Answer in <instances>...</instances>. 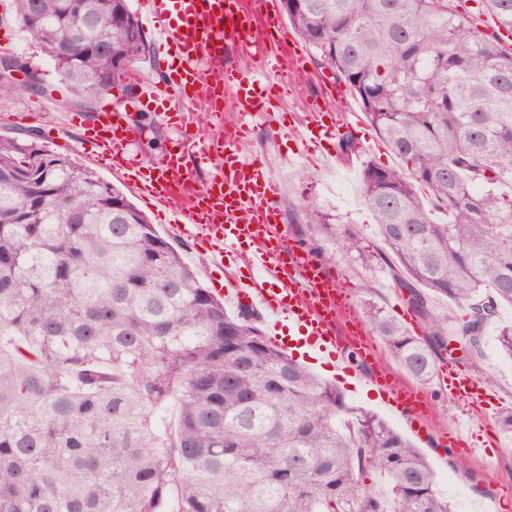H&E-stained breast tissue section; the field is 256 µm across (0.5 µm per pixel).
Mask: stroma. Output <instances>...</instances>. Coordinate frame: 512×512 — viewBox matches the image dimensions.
Listing matches in <instances>:
<instances>
[{
	"label": "stroma",
	"instance_id": "35a3bbf8",
	"mask_svg": "<svg viewBox=\"0 0 512 512\" xmlns=\"http://www.w3.org/2000/svg\"><path fill=\"white\" fill-rule=\"evenodd\" d=\"M3 36L9 40L7 53L16 56L26 68L39 71L48 91L40 95L26 91L0 96V137L34 134L36 143L44 149L93 168L102 178L118 185L156 230L180 249L200 280L208 288H216L221 271L215 270L208 254L183 235L176 225L170 224L167 217L124 177L81 146L80 129L71 122L72 115L78 112L73 104L74 94L61 81L51 57L16 20L11 0H0V37ZM305 56V73L286 71L280 76L287 84L288 92L273 103L278 121L255 118L243 155L260 159L273 172L281 188L280 226L288 242L319 255L321 262L345 286L355 311H362L365 304H374L394 317L413 319L415 336H422L424 326L416 321L414 311L393 281L386 264L365 268L329 252L319 253L317 245L321 235L305 221L304 207L317 206L339 217L341 223L356 227L368 238H375L376 218L361 195L363 164L368 160L383 167L400 164L369 125L354 97H330L322 83L323 78L329 77V70L318 64L313 51H306ZM317 104L336 120L341 119L343 113H350V121L343 125L341 132L354 139L358 147L356 157L343 154L338 139L320 140L305 133L306 115L311 106ZM137 118L142 126L131 149L142 164L150 166L164 155L171 141L176 139L177 131L151 113H138ZM496 335L495 328H488L479 347L473 349L467 342H458L454 355L438 353L436 362L441 365L449 358H456L474 376L492 377L499 396L512 399V359L502 354ZM373 345L376 362L364 361L346 351L339 361V371L316 364L310 365L309 370L320 381L335 386L350 406L376 413L395 431L414 438L408 416L393 412L369 385L370 377L378 370L385 371L394 382L405 384L409 381L381 338H374ZM352 373L360 375V382L349 381L348 376ZM422 390L431 400V410L425 418L429 433L414 438L415 444L436 475H447L448 480L441 483L440 489L456 512H491L492 505L500 503L505 504V512H512V501L502 500L503 492L512 490V438L501 428V407L486 405L474 409L450 400L432 383L423 385ZM472 414L477 417L473 433L478 437L483 453L467 457V472L451 471L448 450L440 446L439 439L454 422L465 421Z\"/></svg>",
	"mask_w": 512,
	"mask_h": 512
}]
</instances>
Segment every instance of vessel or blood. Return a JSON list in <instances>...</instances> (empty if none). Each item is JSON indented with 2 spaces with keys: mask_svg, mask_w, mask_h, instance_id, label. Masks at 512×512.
Listing matches in <instances>:
<instances>
[{
  "mask_svg": "<svg viewBox=\"0 0 512 512\" xmlns=\"http://www.w3.org/2000/svg\"><path fill=\"white\" fill-rule=\"evenodd\" d=\"M140 8L158 51L166 52L170 61L160 87L139 73L129 74L137 88L134 106L171 121L185 142L196 139L197 113H206L220 132L199 141L197 155L201 163L220 158L224 164L202 184L181 152L170 150L141 171L129 156L135 133L124 111L107 102L95 121L82 122V144L111 161L114 171L210 253L216 268H223L226 253L242 252L248 272L225 275L224 297L236 307L261 306L279 347L302 346L314 358L331 362L350 347L361 357H371L367 340L349 339L347 326L339 322L347 308L339 279L277 233L279 183L259 159L241 156L248 133L245 117L267 115L268 101L280 95L279 84L268 80V73L298 71L306 63L299 39L284 34L278 0H140ZM230 43L256 48L259 72L229 68L224 49ZM228 90L240 115L231 122L224 118ZM372 382L388 393L396 408L411 414L414 425H421L430 411L421 391L396 386L382 373ZM437 388L449 398L473 403L495 395L489 383L459 364L439 368Z\"/></svg>",
  "mask_w": 512,
  "mask_h": 512,
  "instance_id": "b4317fda",
  "label": "vessel or blood"
}]
</instances>
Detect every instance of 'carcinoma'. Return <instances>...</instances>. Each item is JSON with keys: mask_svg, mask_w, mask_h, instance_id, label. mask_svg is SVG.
I'll list each match as a JSON object with an SVG mask.
<instances>
[{"mask_svg": "<svg viewBox=\"0 0 512 512\" xmlns=\"http://www.w3.org/2000/svg\"><path fill=\"white\" fill-rule=\"evenodd\" d=\"M512 31V0H481ZM82 105L150 47L131 0H14ZM404 164L368 161L365 204L423 342L365 316L414 380L512 305V51L448 0H280ZM334 251L384 259L305 208ZM437 296L465 308L449 330ZM227 313L123 192L0 138V512H452L424 456ZM512 358V324L498 327Z\"/></svg>", "mask_w": 512, "mask_h": 512, "instance_id": "cac0c4a2", "label": "carcinoma"}]
</instances>
